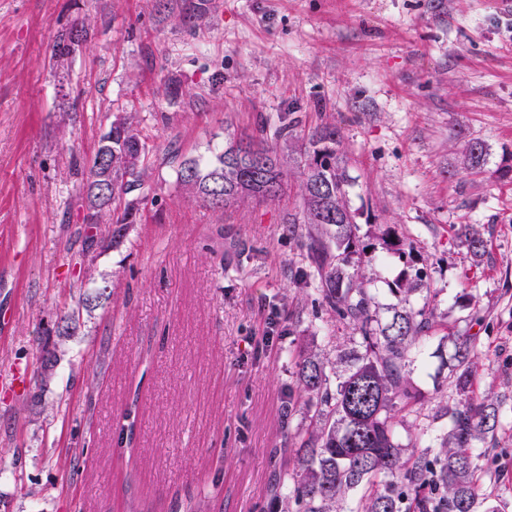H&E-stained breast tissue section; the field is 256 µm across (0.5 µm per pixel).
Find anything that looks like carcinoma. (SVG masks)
I'll return each mask as SVG.
<instances>
[{
    "instance_id": "obj_1",
    "label": "carcinoma",
    "mask_w": 512,
    "mask_h": 512,
    "mask_svg": "<svg viewBox=\"0 0 512 512\" xmlns=\"http://www.w3.org/2000/svg\"><path fill=\"white\" fill-rule=\"evenodd\" d=\"M210 2L155 0V8L195 31L208 25ZM89 28L86 18L73 24L53 43L51 58L61 61L72 34L85 38ZM248 140L265 146V175L255 176L251 160L230 147L211 161L180 162V191L219 216L246 202L279 200L289 156L279 155L263 137ZM309 144L298 182L299 201L286 224L288 232L301 240L312 270L306 284L351 335L336 341L333 362L313 349L295 357L288 404L302 410L306 424L290 437L294 455L284 471L288 498L301 507L300 512H476L487 496L479 456L472 448L498 428L496 400L490 395L479 399L471 390L480 354L477 337H453L455 396L440 410L448 418L447 426L432 434L424 426L415 441L426 443L425 448L403 454L395 427L406 424V416L420 413L427 403L406 371L413 349L434 326L432 309L410 301L424 287L423 276L419 271L403 274L392 288L401 296L400 306L388 320L378 317L363 273L365 249L348 206L350 184L336 161L339 133L335 126L323 124ZM149 152L142 119L128 112L112 121V149L105 150L102 138L90 160L75 166L82 176L83 223L112 225L114 246L125 226L138 223L135 203L127 196L142 189L149 178ZM485 163L484 144L469 142L466 167L479 169ZM103 166L112 167V189L106 194L98 179ZM457 238L473 257L485 254L486 240L475 225H460ZM40 358L41 382L46 384L57 358L46 344ZM352 490L359 491L354 508Z\"/></svg>"
}]
</instances>
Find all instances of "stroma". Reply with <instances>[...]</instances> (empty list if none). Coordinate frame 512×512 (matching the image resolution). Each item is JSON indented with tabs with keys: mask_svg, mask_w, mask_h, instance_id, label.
Masks as SVG:
<instances>
[{
	"mask_svg": "<svg viewBox=\"0 0 512 512\" xmlns=\"http://www.w3.org/2000/svg\"><path fill=\"white\" fill-rule=\"evenodd\" d=\"M85 17L87 41L57 67L51 46ZM124 112L142 120L151 170L116 247L111 225L84 224L69 170ZM290 114L292 139L275 138ZM325 123L380 316L409 267L430 286L413 300L436 324L409 369L435 427L454 389L448 336L478 338L473 391L494 393L500 426L475 451L486 494L512 512V179L498 173L512 166V0H212L195 31L153 0H0V512H284L280 471L305 422L288 407V353L332 358L349 333L304 289L283 222ZM260 129L290 153L279 201L220 216L179 192V161ZM475 139L486 164L469 171ZM461 224L483 232L480 262ZM89 267L108 298L82 310Z\"/></svg>",
	"mask_w": 512,
	"mask_h": 512,
	"instance_id": "stroma-1",
	"label": "stroma"
}]
</instances>
